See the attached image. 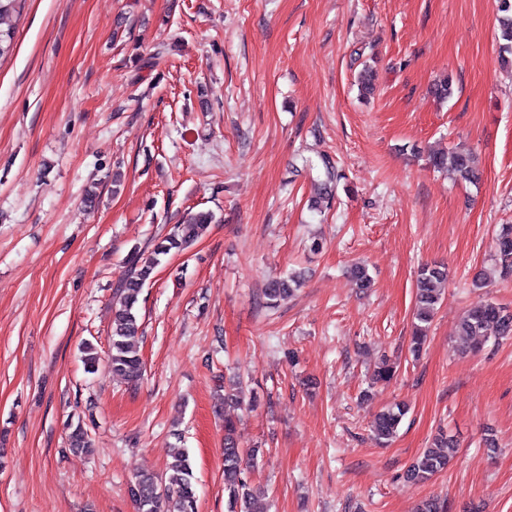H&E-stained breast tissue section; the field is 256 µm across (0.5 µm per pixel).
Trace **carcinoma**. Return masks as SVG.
<instances>
[{
	"mask_svg": "<svg viewBox=\"0 0 512 512\" xmlns=\"http://www.w3.org/2000/svg\"><path fill=\"white\" fill-rule=\"evenodd\" d=\"M25 0H0V59L14 48L15 27L12 19L20 13ZM500 35L498 53L503 61L512 60V0H498ZM436 169H445L458 181L476 185L482 177L475 156L469 150L455 147L436 152L429 158ZM214 214L199 211L188 214L181 224L174 225L160 238L148 256L133 252L127 260L129 266L113 292L110 354L107 367L112 375L130 383L138 382L144 365L135 347L139 333L138 304L145 286L161 257L173 249L184 250L195 241L203 228L213 223ZM495 251L501 273H512V225H504L495 239ZM448 272L438 266H423L418 272L416 284V318L421 325L412 338L411 352L417 356L427 340L430 324L441 300L439 285L447 279ZM302 274L287 278H273L263 290L268 308H274L288 300L300 285ZM459 334L476 339L480 336L506 337L512 335V311L493 302L477 304L468 309L459 323ZM82 362L88 373L98 370L100 356L89 342L81 347ZM245 391L241 384L231 383L224 387V406L238 407L243 404ZM408 408L398 403L376 414L371 429L376 439L390 440L406 416ZM69 447L76 453L90 455L94 448L84 422L70 425ZM456 443L450 436H441L434 447L426 448L408 468L406 477L415 483H425L447 469L455 453ZM244 452L235 435L234 422L224 419V492L227 494L228 512H258L253 507L254 489L244 476ZM128 494L136 512H197L198 490L193 465L188 454L179 452L163 475L141 473L128 487Z\"/></svg>",
	"mask_w": 512,
	"mask_h": 512,
	"instance_id": "obj_1",
	"label": "carcinoma"
}]
</instances>
